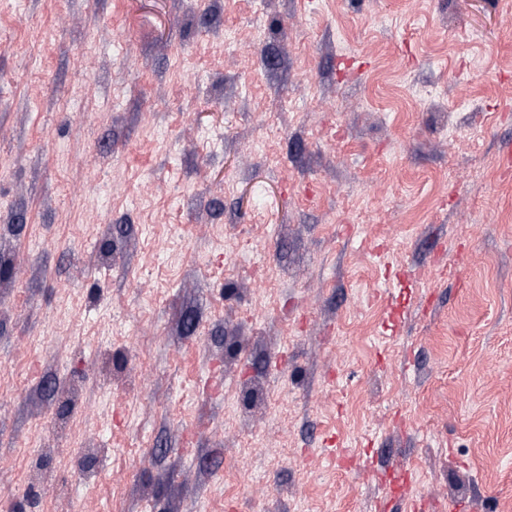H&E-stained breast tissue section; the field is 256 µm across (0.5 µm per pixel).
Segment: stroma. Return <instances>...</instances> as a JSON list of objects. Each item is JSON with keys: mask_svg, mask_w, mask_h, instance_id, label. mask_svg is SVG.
Masks as SVG:
<instances>
[{"mask_svg": "<svg viewBox=\"0 0 512 512\" xmlns=\"http://www.w3.org/2000/svg\"><path fill=\"white\" fill-rule=\"evenodd\" d=\"M504 138L498 0H0V512H512Z\"/></svg>", "mask_w": 512, "mask_h": 512, "instance_id": "1", "label": "stroma"}]
</instances>
